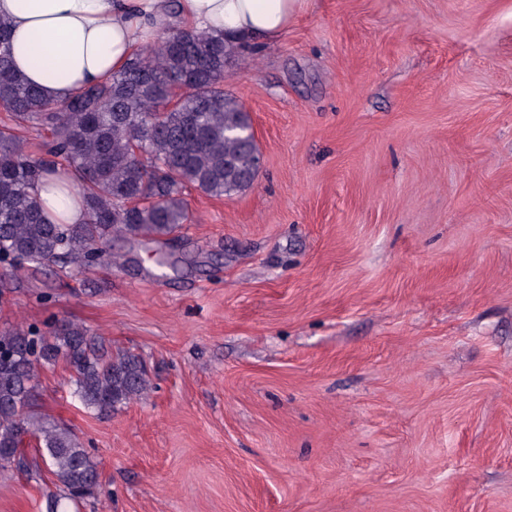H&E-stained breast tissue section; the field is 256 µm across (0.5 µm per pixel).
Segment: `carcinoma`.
Here are the masks:
<instances>
[{
	"label": "carcinoma",
	"mask_w": 512,
	"mask_h": 512,
	"mask_svg": "<svg viewBox=\"0 0 512 512\" xmlns=\"http://www.w3.org/2000/svg\"><path fill=\"white\" fill-rule=\"evenodd\" d=\"M9 30L0 19V268L41 271L59 264L91 270L112 261V242L162 243L189 219L185 192L228 197L252 186L259 155L249 113L224 89V72L241 46L192 30L160 35L121 71L50 102L11 67ZM47 129L38 157L20 134ZM66 172L83 195V224H53L34 196L35 184ZM0 473L27 464L25 437L63 488L48 512L94 495L98 463L67 427L30 413L40 369L63 362L80 403L111 413L150 389L137 355L110 352L81 323L51 318L43 326L0 330Z\"/></svg>",
	"instance_id": "carcinoma-1"
}]
</instances>
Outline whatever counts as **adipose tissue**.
I'll list each match as a JSON object with an SVG mask.
<instances>
[{
  "mask_svg": "<svg viewBox=\"0 0 512 512\" xmlns=\"http://www.w3.org/2000/svg\"><path fill=\"white\" fill-rule=\"evenodd\" d=\"M311 0H0L11 34L14 70L47 99L62 102L127 63L131 55L180 25L237 41L274 44ZM56 224L86 220L75 184L61 176L36 187Z\"/></svg>",
  "mask_w": 512,
  "mask_h": 512,
  "instance_id": "obj_1",
  "label": "adipose tissue"
}]
</instances>
